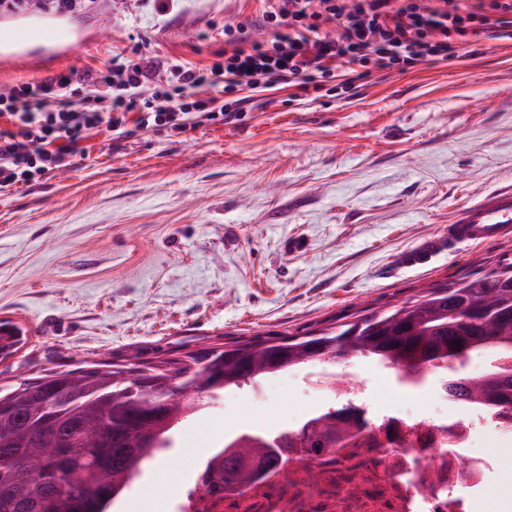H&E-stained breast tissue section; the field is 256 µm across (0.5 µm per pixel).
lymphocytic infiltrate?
Wrapping results in <instances>:
<instances>
[{"instance_id":"lymphocytic-infiltrate-1","label":"lymphocytic infiltrate","mask_w":512,"mask_h":512,"mask_svg":"<svg viewBox=\"0 0 512 512\" xmlns=\"http://www.w3.org/2000/svg\"><path fill=\"white\" fill-rule=\"evenodd\" d=\"M266 19L261 41L225 26L224 57L206 65L140 53L1 92L0 189L71 166L104 132L182 131L239 116L224 93L304 92L338 76L349 85L459 57L472 35L512 40V0H275Z\"/></svg>"}]
</instances>
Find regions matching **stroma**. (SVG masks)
<instances>
[{
	"label": "stroma",
	"mask_w": 512,
	"mask_h": 512,
	"mask_svg": "<svg viewBox=\"0 0 512 512\" xmlns=\"http://www.w3.org/2000/svg\"><path fill=\"white\" fill-rule=\"evenodd\" d=\"M269 0H95L74 41L0 88L140 51L204 65L225 25L268 33ZM463 56L376 71L348 89L257 92L244 115L178 132L93 138L86 158L0 192V320L25 332L0 390L49 371L156 364L249 340L321 332L512 261V238L407 264L462 209L512 191V40L473 37ZM376 408L402 403L358 356ZM177 432L171 458H204L244 421L285 427L320 410L300 369L268 375ZM496 476L477 512L512 497V444L479 439ZM131 512H162L177 484L158 460Z\"/></svg>",
	"instance_id": "obj_1"
}]
</instances>
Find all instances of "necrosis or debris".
Listing matches in <instances>:
<instances>
[{
	"label": "necrosis or debris",
	"mask_w": 512,
	"mask_h": 512,
	"mask_svg": "<svg viewBox=\"0 0 512 512\" xmlns=\"http://www.w3.org/2000/svg\"><path fill=\"white\" fill-rule=\"evenodd\" d=\"M437 374L430 388L418 374H392L404 398L430 389L443 400L439 412L423 414L398 407L370 411L358 375L305 371L309 392L354 421L348 438L313 456L308 467L295 458L293 438H282L278 464L255 465L239 491H205V466L191 459L177 498L165 503L167 512H474L494 472L492 459L477 451L479 431L491 427L512 440V414L447 406L448 371Z\"/></svg>",
	"instance_id": "1"
}]
</instances>
